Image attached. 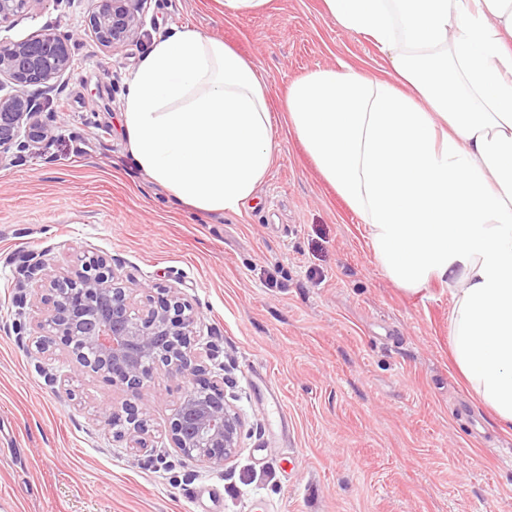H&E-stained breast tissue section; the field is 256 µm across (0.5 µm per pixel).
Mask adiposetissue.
<instances>
[{
    "label": "adipose tissue",
    "mask_w": 512,
    "mask_h": 512,
    "mask_svg": "<svg viewBox=\"0 0 512 512\" xmlns=\"http://www.w3.org/2000/svg\"><path fill=\"white\" fill-rule=\"evenodd\" d=\"M322 2L393 79L341 61L274 109L252 61L177 27L128 82L131 156L176 202L236 212L273 163L283 112L386 275L410 291L447 284L453 361L512 431V0Z\"/></svg>",
    "instance_id": "1"
}]
</instances>
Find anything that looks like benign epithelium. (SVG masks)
Instances as JSON below:
<instances>
[{
    "instance_id": "obj_1",
    "label": "benign epithelium",
    "mask_w": 512,
    "mask_h": 512,
    "mask_svg": "<svg viewBox=\"0 0 512 512\" xmlns=\"http://www.w3.org/2000/svg\"><path fill=\"white\" fill-rule=\"evenodd\" d=\"M41 0H0V23L32 9ZM148 0H112V13L90 17L100 42L116 46L139 36ZM71 67L69 43L52 30L0 52V75L13 91L0 97V163L11 150L21 153L43 136V107L28 91L62 76ZM81 269L59 271L35 263L28 281H37L34 301L41 306L36 350H58L73 364L122 388L128 399L105 410L101 422L124 429L118 438L136 452L147 448L150 406L145 390L158 368L186 381L169 423V437L180 454L205 464H226L240 448L243 421L226 399L224 381L208 376L203 357L211 353L195 339L196 316L177 291L159 288L137 307L132 289L120 282L103 256L77 257Z\"/></svg>"
}]
</instances>
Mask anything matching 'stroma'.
I'll return each instance as SVG.
<instances>
[{"mask_svg": "<svg viewBox=\"0 0 512 512\" xmlns=\"http://www.w3.org/2000/svg\"><path fill=\"white\" fill-rule=\"evenodd\" d=\"M102 3L40 0L0 25V51L50 29L72 52L46 138L0 163V512H512V432L452 362L447 285H395L286 126L237 213L174 205L129 153L127 82L173 28L252 60L274 103L340 60L384 75L373 41L322 0H268L235 18L218 0H149L138 40L112 47L89 25ZM83 251L106 257L137 300L161 286L193 305L210 373L244 419L232 462L173 449L184 380L155 374L151 452L136 456L99 420L125 392L37 352L40 313L17 302L24 272L38 260L70 269Z\"/></svg>", "mask_w": 512, "mask_h": 512, "instance_id": "obj_1", "label": "stroma"}]
</instances>
